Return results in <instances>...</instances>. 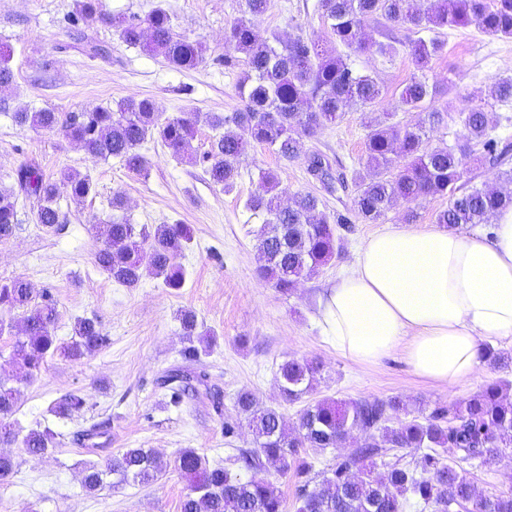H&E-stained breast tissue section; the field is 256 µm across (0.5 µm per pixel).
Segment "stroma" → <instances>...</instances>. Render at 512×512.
Returning <instances> with one entry per match:
<instances>
[{
  "label": "stroma",
  "instance_id": "obj_1",
  "mask_svg": "<svg viewBox=\"0 0 512 512\" xmlns=\"http://www.w3.org/2000/svg\"><path fill=\"white\" fill-rule=\"evenodd\" d=\"M111 16H146L163 5L174 32L203 40L204 60L192 69L177 70L158 56L125 45L115 30L100 21L72 22L74 0H0V43L14 50L15 79L0 93V190L11 188L12 171L37 162L50 179L66 171L89 176L95 191L83 200L59 199L64 216L57 229L46 230L32 220L31 205L21 206L16 235L0 242V280L27 281L34 296L51 293L58 310L55 334L69 340L80 318L99 322L106 346L78 361L53 358L38 375L26 376L13 358L19 312L0 311L9 332L0 334V381L16 391L10 422L12 441L0 443V453L16 462L14 472L0 480V512H180L187 482L178 474L164 475L155 484H110L97 494L86 493L82 474L89 464H102L129 448H150L172 458L185 448L207 456L210 462L240 473V449L252 448V437L241 428L235 406L239 391H251L262 406L278 410L295 422L301 409L322 398L338 400L396 397L411 410L462 401L487 385L512 382V361L495 368L484 366L453 387L414 375L401 353L374 366L360 367L336 352L321 329L319 296L351 267L361 242L393 225L405 224L407 204L395 205L382 223L358 219L351 181L365 152V119L350 107L335 124L306 140L304 153L283 160L265 146L250 141L240 158L241 176L232 191L213 184L201 166L176 158L157 142L142 151L150 166L145 174L129 172L119 160H101L87 154L59 131L35 130L19 124L16 112L49 109L66 115L116 105L128 98L154 100L159 111L172 117L197 112L201 120L191 151H207L218 129L211 115H227L242 105L237 82L243 61L225 66L224 30L244 15V0H100ZM316 0H268L267 10L252 17L261 37L288 40L302 36L329 47L330 29L315 10ZM442 53L425 72L437 94L431 107L443 112L430 125L434 146L459 147L465 130L459 114L471 103L473 91L499 76H512V39L484 34L466 24L440 30ZM356 69L371 74L382 88L375 109L394 113L396 121L413 125L427 119L423 109L400 106L399 93L416 71L407 50L383 57L375 53L352 56ZM498 123L491 136L503 163L484 160L466 167L461 182L472 186H502V169L512 170V103L486 100ZM326 156L335 171L347 177L345 188L328 191L308 172V156ZM275 170L287 194L312 193L325 212L343 215L336 234L342 248L332 261L299 282L287 294L277 291L257 274V239L263 215L245 207L257 188L258 169ZM126 201L125 216L135 224H187L193 240L180 258L187 276L183 288L164 287L161 279L144 277L128 288L100 271L95 254L102 241L95 226L112 217L114 193ZM193 311L214 336L201 366L210 385L224 397L214 410L206 397L181 405L170 404L160 385L162 375L182 366L184 347L179 314ZM287 358L314 359L321 373L313 391L302 399H284L276 380L279 364ZM76 392L85 399L79 412L56 418L49 409L64 395ZM109 420L108 436L86 442L77 432L100 420ZM238 425L225 438V423ZM48 427L57 434L53 451L35 456L23 446L33 429ZM468 478L489 496L512 494V448L491 464L466 469Z\"/></svg>",
  "mask_w": 512,
  "mask_h": 512
}]
</instances>
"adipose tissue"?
I'll return each mask as SVG.
<instances>
[{"mask_svg": "<svg viewBox=\"0 0 512 512\" xmlns=\"http://www.w3.org/2000/svg\"><path fill=\"white\" fill-rule=\"evenodd\" d=\"M326 337L358 365L395 351L418 376L455 386L512 337V209L491 234L393 226L365 239L321 294Z\"/></svg>", "mask_w": 512, "mask_h": 512, "instance_id": "ef3b65f1", "label": "adipose tissue"}]
</instances>
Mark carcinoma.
I'll use <instances>...</instances> for the list:
<instances>
[{"label": "carcinoma", "mask_w": 512, "mask_h": 512, "mask_svg": "<svg viewBox=\"0 0 512 512\" xmlns=\"http://www.w3.org/2000/svg\"><path fill=\"white\" fill-rule=\"evenodd\" d=\"M318 11L329 24L336 46L326 49L312 39L296 37L286 43L262 40L252 24L240 18L225 30L227 51L244 55L245 70L239 77L242 106L235 112L210 118L211 125L224 127L202 157L191 153L199 113L184 112L166 117L149 98L126 99L116 108L75 112L66 117L51 110L17 112L21 125L35 130L59 129L91 155L108 160L118 158L128 171L141 174L149 162L142 144L154 138L172 155L190 163H206L210 181L231 190L240 177V157L245 137L267 146L285 160L297 158L304 141L317 130L333 124L347 107L363 110L375 106L381 88L337 52L341 46L355 54L376 51L390 56L396 45L408 46L420 74L401 89L402 105L418 108L435 96L421 71L443 49L436 37L424 32L473 22L488 36L512 38V0H318ZM77 14L84 20L98 19L115 28L130 47H142L160 56L171 67L190 69L203 61L206 47L199 40L176 35L170 14L156 7L141 19L109 17L102 13L100 0H78ZM382 18L388 27L407 31V40L396 43L375 41L365 33L366 23ZM11 49L0 45V91L14 80ZM480 98L512 101V78H495L478 91ZM467 141L483 143L494 151L487 138L495 115L479 105L460 112ZM365 154L355 173L353 210L364 222L383 220L399 200L417 203L436 195L448 196V206L435 214V223L448 228L467 224H489L496 215L512 208V194L495 187L457 186L464 166L482 157L464 147H432L422 126L389 122V117L369 116ZM399 170L391 172L394 165ZM308 170L316 178H333L323 155L309 156ZM95 191L90 178L65 173L60 181L47 178L39 164H21L14 174L13 189L0 193V241L13 236L18 224L19 197L33 202L35 223L54 228L63 223L58 206L61 194L83 199ZM284 190L272 170L259 172L258 189L246 207L265 216L258 237V275L286 293L297 281L327 265L340 248L334 225L342 216L330 219L320 209L321 201L310 193H296L283 203ZM103 241L96 253L98 267L113 281L138 286L144 275L162 279L165 287L180 289L186 271L178 262L191 243L185 224H132L124 218L97 225ZM22 314V336L14 344V357L31 376L38 374L47 359L63 356L78 360L100 350L108 342L99 324L89 318L77 320L67 342L54 335L56 302L48 293L35 300L32 288L21 279L0 281V308ZM187 346L182 356L197 361L207 354L213 337L198 331L195 313L181 314ZM321 364L315 360L291 358L278 366L277 377L285 399L295 401L313 390ZM175 404L205 394L216 407L223 406L218 392L211 391L203 370L177 368L163 382ZM16 392L0 382V441L13 438L10 425L2 419L12 415ZM235 404L253 435L254 449L240 451V461L251 475L243 478L210 464L192 448L181 450L171 462L163 461L146 448H128L121 456L84 470L83 487L90 494L106 486V477L118 476L120 483L148 485L171 469L187 481L180 512H285L279 488L260 472L273 467L292 472L299 486L297 512H405L406 507L452 512L455 506L471 505V512H512V495L483 496L467 478L462 464H485L502 450L512 447V398L508 388L487 386L477 395L448 406H437L427 414L410 419L401 400H318L300 411L294 428L278 411L259 406L249 390L237 393ZM84 405L77 393H69L55 406L65 416ZM397 419V425L388 422ZM357 429L363 440L345 456L336 459L329 473L312 490H307L312 465L299 455L301 448H337L349 430ZM56 433L50 428L31 431L23 440L32 455H43L55 446ZM399 448L423 452L415 467L396 460L382 477H361L367 464ZM459 450L451 465L439 449Z\"/></svg>", "instance_id": "cac0c4a2"}]
</instances>
